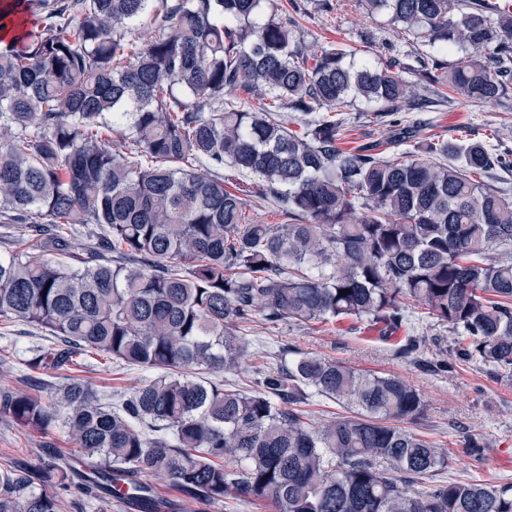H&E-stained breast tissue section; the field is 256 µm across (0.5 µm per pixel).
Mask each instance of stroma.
<instances>
[{
    "instance_id": "35a3bbf8",
    "label": "stroma",
    "mask_w": 512,
    "mask_h": 512,
    "mask_svg": "<svg viewBox=\"0 0 512 512\" xmlns=\"http://www.w3.org/2000/svg\"><path fill=\"white\" fill-rule=\"evenodd\" d=\"M283 14L294 19L306 41L336 45L355 51L357 58L388 59L387 42H395L406 54L417 44L412 35L392 32L385 16L364 14L358 0H273ZM348 126L341 146L353 149L384 142V127L375 125L362 103L347 109ZM426 134L446 137L471 130L476 135H493L497 145L512 150V96L493 106L455 98L434 103L426 113ZM249 337L252 345L245 367L226 375L227 383L247 391L257 373L277 371L279 351L288 346L314 351L325 358L343 361L356 368L394 374L415 385L427 409L416 426L450 452L448 474L483 483H512V381H505L487 367L463 359L454 346L427 344L420 359L396 355L393 344L374 332H353L348 324L297 329L288 324L256 325ZM52 349L55 341L22 322L0 325V387L23 388L28 373L27 349L31 344ZM147 373L123 368L103 360L85 372L101 394L119 404L126 394L141 385ZM476 439L480 455L471 454L467 443ZM53 452L65 457L75 452L62 428L46 431L0 422V466L22 465L34 455ZM155 492L173 504L171 512H262L261 507L229 499L220 505L203 506L183 496L162 479L154 480Z\"/></svg>"
}]
</instances>
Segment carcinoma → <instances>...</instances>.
<instances>
[{
    "instance_id": "cac0c4a2",
    "label": "carcinoma",
    "mask_w": 512,
    "mask_h": 512,
    "mask_svg": "<svg viewBox=\"0 0 512 512\" xmlns=\"http://www.w3.org/2000/svg\"><path fill=\"white\" fill-rule=\"evenodd\" d=\"M261 2L33 0L41 33L0 41V213L22 229L0 256V321L60 341L55 369L95 355L161 371L116 407L83 377L0 388L1 422H60L79 453L1 468L0 512H63V490L163 512L153 477L194 502L272 512H512V483L437 479L448 449L399 426L425 407L400 377L298 350L256 389L224 387L257 316L396 331L418 307L466 360L512 378V193L483 179L512 153L421 140V122L398 116L433 105L420 84L441 100L506 98L512 10L361 0L419 42L413 63L382 64L299 42ZM154 7L163 26L127 39ZM357 100L408 150L342 148L339 113ZM226 165L289 223L245 222ZM80 232L97 238L77 254ZM425 345L410 335L397 354ZM314 397L344 412L312 423Z\"/></svg>"
}]
</instances>
